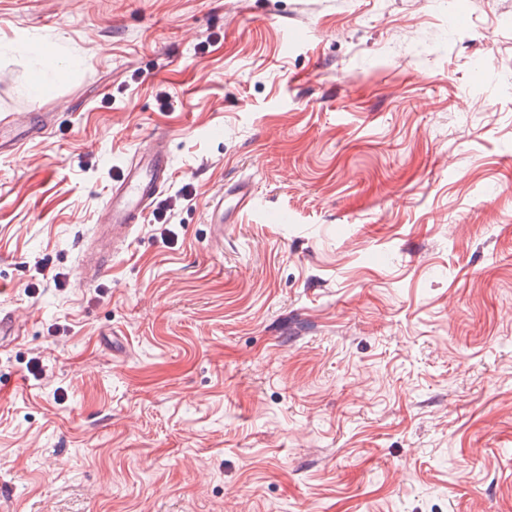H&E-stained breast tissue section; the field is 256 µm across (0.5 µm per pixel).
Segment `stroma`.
Masks as SVG:
<instances>
[{
	"label": "stroma",
	"mask_w": 512,
	"mask_h": 512,
	"mask_svg": "<svg viewBox=\"0 0 512 512\" xmlns=\"http://www.w3.org/2000/svg\"><path fill=\"white\" fill-rule=\"evenodd\" d=\"M17 134L0 512H512V0H0ZM172 173L166 135H153L127 161L122 177L113 182L99 224L131 230L168 184Z\"/></svg>",
	"instance_id": "obj_1"
}]
</instances>
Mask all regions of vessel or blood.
<instances>
[{
	"mask_svg": "<svg viewBox=\"0 0 512 512\" xmlns=\"http://www.w3.org/2000/svg\"><path fill=\"white\" fill-rule=\"evenodd\" d=\"M171 173L165 135L151 136L127 161L121 178L113 182L101 208L100 223L133 228L168 184Z\"/></svg>",
	"mask_w": 512,
	"mask_h": 512,
	"instance_id": "vessel-or-blood-1",
	"label": "vessel or blood"
}]
</instances>
